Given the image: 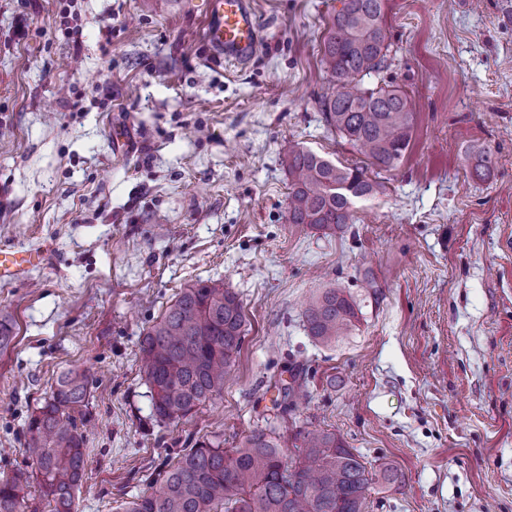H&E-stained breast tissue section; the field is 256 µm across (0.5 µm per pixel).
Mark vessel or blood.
Instances as JSON below:
<instances>
[{
	"mask_svg": "<svg viewBox=\"0 0 512 512\" xmlns=\"http://www.w3.org/2000/svg\"><path fill=\"white\" fill-rule=\"evenodd\" d=\"M205 5L208 42L225 59H251L260 44V27L250 0H205ZM46 259V252L39 250L1 249L0 280H14Z\"/></svg>",
	"mask_w": 512,
	"mask_h": 512,
	"instance_id": "b4317fda",
	"label": "vessel or blood"
}]
</instances>
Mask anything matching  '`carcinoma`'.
Returning a JSON list of instances; mask_svg holds the SVG:
<instances>
[{
  "mask_svg": "<svg viewBox=\"0 0 512 512\" xmlns=\"http://www.w3.org/2000/svg\"><path fill=\"white\" fill-rule=\"evenodd\" d=\"M324 40L321 63L332 91L321 101L326 121L371 165L391 170L410 145L414 112L407 94L391 84H365L385 67L389 44L383 19L385 0H341ZM290 180L288 223L324 232L353 223L355 205L382 185L361 166H338L297 144L285 148ZM494 153L478 154L474 173L483 179ZM357 305L343 289L324 288L304 314L308 336L331 343L357 319ZM246 318L236 294L222 282H199L177 294L143 334L140 356L160 423L191 415L224 392L245 332ZM89 375L62 373L44 404L26 424V450L35 470L0 479V512H26L29 488L38 485L48 512H74L86 463V436L74 413L88 406ZM298 455H285L281 435L257 428L239 447L199 441L165 472L160 491L127 502L123 512H367L370 486L395 484L389 465L376 471L344 447L336 433L299 431Z\"/></svg>",
  "mask_w": 512,
  "mask_h": 512,
  "instance_id": "1",
  "label": "carcinoma"
}]
</instances>
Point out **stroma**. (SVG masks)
I'll return each instance as SVG.
<instances>
[{
    "label": "stroma",
    "instance_id": "obj_1",
    "mask_svg": "<svg viewBox=\"0 0 512 512\" xmlns=\"http://www.w3.org/2000/svg\"><path fill=\"white\" fill-rule=\"evenodd\" d=\"M252 7L261 46L237 64L208 43L203 0H0V249L50 254L0 282V478L32 469L26 421L79 368L75 512H119L184 449L266 426L292 455L297 430L327 429L397 469L369 512H512V0H386L378 79L413 103L412 138L335 234L287 223L283 147L365 160L320 109L341 4ZM210 280L247 317L232 373L192 417L156 422L140 338ZM332 285L359 312L326 345L304 313ZM295 375L302 397L279 398Z\"/></svg>",
    "mask_w": 512,
    "mask_h": 512
}]
</instances>
